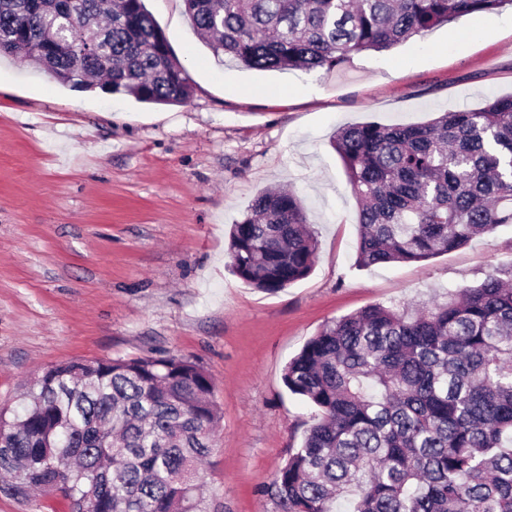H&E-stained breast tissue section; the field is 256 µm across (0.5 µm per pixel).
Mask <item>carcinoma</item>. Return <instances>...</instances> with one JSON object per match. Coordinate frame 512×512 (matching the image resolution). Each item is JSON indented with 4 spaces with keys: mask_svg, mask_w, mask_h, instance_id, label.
I'll use <instances>...</instances> for the list:
<instances>
[{
    "mask_svg": "<svg viewBox=\"0 0 512 512\" xmlns=\"http://www.w3.org/2000/svg\"><path fill=\"white\" fill-rule=\"evenodd\" d=\"M214 56L330 72L512 0H185ZM57 81L144 103L193 94L144 0H0V54ZM359 204L357 264L419 262L512 224V95L423 124L337 131ZM292 191L261 193L229 234L232 272L278 292L314 266ZM317 408L266 493L280 512H512V280L442 302L370 306L326 323L291 359ZM0 407V492L60 494L69 512H208L201 465L221 421L211 375L169 354L73 359Z\"/></svg>",
    "mask_w": 512,
    "mask_h": 512,
    "instance_id": "cac0c4a2",
    "label": "carcinoma"
}]
</instances>
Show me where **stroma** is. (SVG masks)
<instances>
[{
	"label": "stroma",
	"mask_w": 512,
	"mask_h": 512,
	"mask_svg": "<svg viewBox=\"0 0 512 512\" xmlns=\"http://www.w3.org/2000/svg\"><path fill=\"white\" fill-rule=\"evenodd\" d=\"M194 92L183 104L62 84L0 56V407L70 359L179 354L222 419L201 473L211 512H279L264 488L314 407L284 384L327 322L512 272V224L421 262L358 267L343 126L421 124L512 94V9L463 16L338 70L218 60L184 0H145ZM479 35H472V28ZM318 238L309 276L268 294L232 273L231 224L275 188Z\"/></svg>",
	"instance_id": "35a3bbf8"
}]
</instances>
